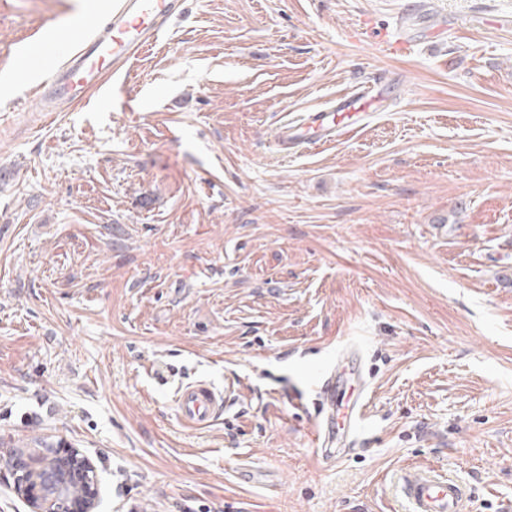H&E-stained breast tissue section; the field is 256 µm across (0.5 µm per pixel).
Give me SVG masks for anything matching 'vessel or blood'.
<instances>
[{"label":"vessel or blood","mask_w":512,"mask_h":512,"mask_svg":"<svg viewBox=\"0 0 512 512\" xmlns=\"http://www.w3.org/2000/svg\"><path fill=\"white\" fill-rule=\"evenodd\" d=\"M183 5L184 0H115L109 18L93 25L90 35L75 47L69 33L59 31L47 45L58 63L32 89L43 110L57 112L63 106L86 102L112 76L128 72L131 62L154 45L166 24L181 14ZM402 19L424 24L420 38L427 42H437L448 29L447 17L436 16L425 0H406ZM386 92L383 86L374 93L348 91L327 107L303 113L297 120L281 121L274 136L277 152L288 155L308 145L330 144L354 135L365 126L371 110L382 107ZM360 371V354L349 348L338 354L319 381V414L312 440L323 459L331 461L340 454L337 399L349 377ZM175 404L183 425L201 429L223 413L224 392L210 381L196 380L178 387ZM403 492L410 512H466L464 489L449 476L421 469L407 471Z\"/></svg>","instance_id":"b4317fda"}]
</instances>
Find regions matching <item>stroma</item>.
I'll list each match as a JSON object with an SVG mask.
<instances>
[{
	"label": "stroma",
	"mask_w": 512,
	"mask_h": 512,
	"mask_svg": "<svg viewBox=\"0 0 512 512\" xmlns=\"http://www.w3.org/2000/svg\"><path fill=\"white\" fill-rule=\"evenodd\" d=\"M185 0L126 79L45 115L18 51L108 0H0V455L95 466L96 512H408L399 476L512 512V0ZM356 135L276 156L284 117L373 81ZM369 390L341 458L287 387L347 347ZM224 414L192 430L178 386ZM245 466L266 471L253 485ZM402 19L403 24L398 31L396 39L394 41L385 40L381 43V45L386 46L393 53H403L414 42L421 39L433 44L448 30V16L436 17V14L431 12L423 1H407L404 4ZM412 20L422 23L427 27V30H422L420 39L407 35L409 27H406L404 24ZM175 404L183 425L201 429L224 412V391L207 380H195L177 388Z\"/></svg>",
	"instance_id": "1"
}]
</instances>
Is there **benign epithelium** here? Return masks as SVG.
Masks as SVG:
<instances>
[{"instance_id": "1", "label": "benign epithelium", "mask_w": 512, "mask_h": 512, "mask_svg": "<svg viewBox=\"0 0 512 512\" xmlns=\"http://www.w3.org/2000/svg\"><path fill=\"white\" fill-rule=\"evenodd\" d=\"M34 465L15 475L14 492L22 498L31 512H69L71 495L68 488L87 479L93 465L77 453L56 466L48 465L49 453L33 452Z\"/></svg>"}]
</instances>
